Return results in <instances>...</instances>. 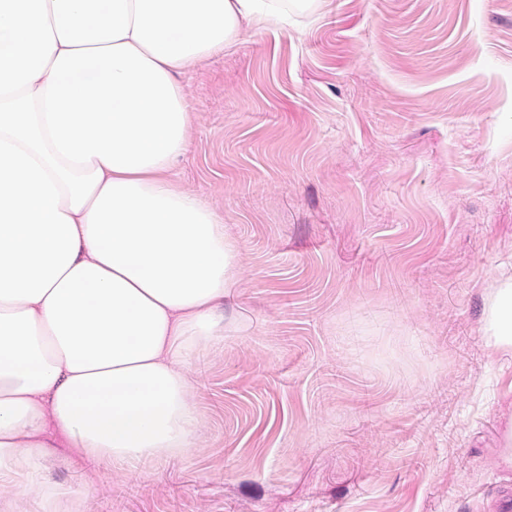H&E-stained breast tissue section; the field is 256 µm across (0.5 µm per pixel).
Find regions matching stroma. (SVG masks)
Wrapping results in <instances>:
<instances>
[{"label":"stroma","mask_w":512,"mask_h":512,"mask_svg":"<svg viewBox=\"0 0 512 512\" xmlns=\"http://www.w3.org/2000/svg\"><path fill=\"white\" fill-rule=\"evenodd\" d=\"M170 179L237 243L184 456L57 448L67 512H497L512 0H317L180 75ZM487 345L493 352L512 350V281L495 289L486 315Z\"/></svg>","instance_id":"1"}]
</instances>
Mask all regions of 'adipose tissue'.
Instances as JSON below:
<instances>
[{"label": "adipose tissue", "mask_w": 512, "mask_h": 512, "mask_svg": "<svg viewBox=\"0 0 512 512\" xmlns=\"http://www.w3.org/2000/svg\"><path fill=\"white\" fill-rule=\"evenodd\" d=\"M282 0H0V512L57 506L48 431L90 460L191 451L189 362L224 334L235 247L166 176L191 129L179 74ZM487 345L512 350V281Z\"/></svg>", "instance_id": "1"}]
</instances>
